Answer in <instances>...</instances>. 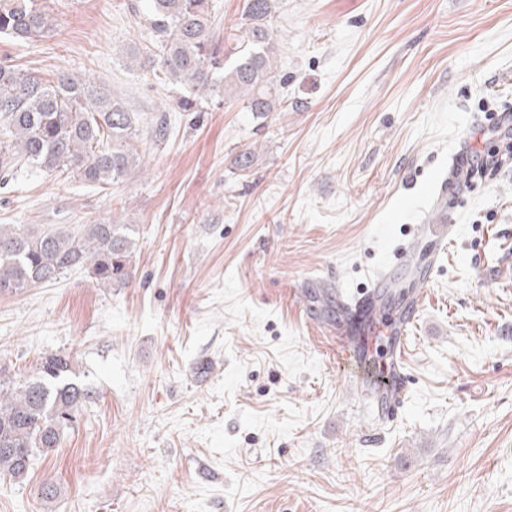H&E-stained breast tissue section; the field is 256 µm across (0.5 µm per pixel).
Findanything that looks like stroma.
<instances>
[{"mask_svg":"<svg viewBox=\"0 0 512 512\" xmlns=\"http://www.w3.org/2000/svg\"><path fill=\"white\" fill-rule=\"evenodd\" d=\"M42 4L54 31L0 37V62L107 86L138 158L104 188L0 172V224H133L137 247L128 285L77 268L0 294L6 375L67 355L93 393L26 480L0 479V512H512V164L447 215L432 194L460 146L503 140L475 121L512 109V0H283L285 101L264 116L220 83L180 111L177 86L126 65L149 0ZM445 218L410 391L377 427L315 285L407 276L399 247Z\"/></svg>","mask_w":512,"mask_h":512,"instance_id":"1","label":"stroma"}]
</instances>
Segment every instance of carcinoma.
<instances>
[{"mask_svg":"<svg viewBox=\"0 0 512 512\" xmlns=\"http://www.w3.org/2000/svg\"><path fill=\"white\" fill-rule=\"evenodd\" d=\"M152 49L127 52L131 65L155 61L164 80L194 91L183 110L198 105L216 77L224 97L244 99L264 115L280 104L277 42L272 18L280 0H244L240 24L214 37L208 0H150ZM41 0H0V35L29 43L53 30ZM136 122L124 102L104 87L60 75L53 82L12 64H0V170L66 172L91 185L120 180L135 165L129 147ZM133 224L57 225L31 230L0 224V294H17L81 267L92 283L123 286L135 251ZM68 355H49L37 376L21 384L0 377V478L24 481L36 456L61 447L75 414L91 399L72 381Z\"/></svg>","mask_w":512,"mask_h":512,"instance_id":"obj_1","label":"carcinoma"}]
</instances>
